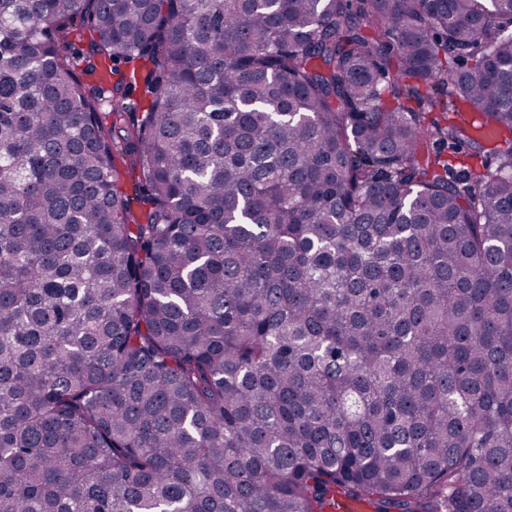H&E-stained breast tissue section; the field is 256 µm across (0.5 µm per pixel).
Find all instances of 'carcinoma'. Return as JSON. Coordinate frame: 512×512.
Instances as JSON below:
<instances>
[{
  "label": "carcinoma",
  "instance_id": "carcinoma-1",
  "mask_svg": "<svg viewBox=\"0 0 512 512\" xmlns=\"http://www.w3.org/2000/svg\"><path fill=\"white\" fill-rule=\"evenodd\" d=\"M338 490L512 512V0H0V512Z\"/></svg>",
  "mask_w": 512,
  "mask_h": 512
}]
</instances>
